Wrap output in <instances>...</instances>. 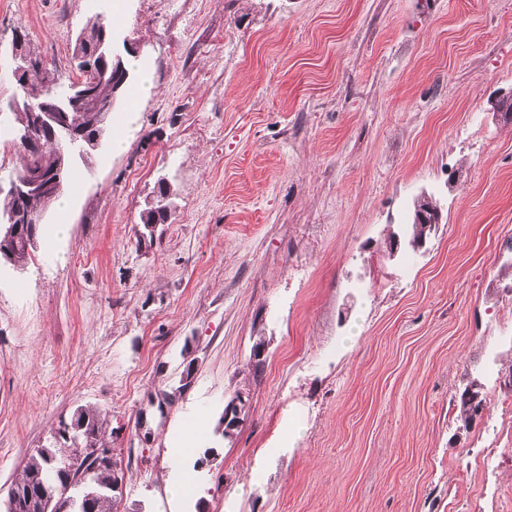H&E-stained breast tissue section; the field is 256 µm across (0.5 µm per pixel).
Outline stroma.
<instances>
[{"label":"stroma","mask_w":512,"mask_h":512,"mask_svg":"<svg viewBox=\"0 0 512 512\" xmlns=\"http://www.w3.org/2000/svg\"><path fill=\"white\" fill-rule=\"evenodd\" d=\"M112 2L0 0V49L25 31L76 80ZM114 39L155 83L110 115L127 150L104 137L25 265L0 263V512L89 404L114 512H512V0H125ZM423 192L437 231L383 258ZM191 428L176 498L168 439ZM96 16L99 19L96 18L93 22H91V19L88 20L85 26L81 29L80 33L77 35L82 44L91 46L93 48L101 46L104 29L111 31L109 22H107L106 19L100 15ZM99 51L100 48H97L95 54H97ZM158 196H156V205L155 207L149 211L145 216L144 213L142 215V223L143 224H152L153 222H157L158 224L165 223L167 219V211H168V199L171 196V189L168 183H166L163 179L158 182ZM153 210H157L159 213L157 216L155 215ZM400 227L397 231L393 230L389 237H387L382 243H380L379 251L389 260H394L397 256L405 250L411 249L415 252L420 251L426 244L417 243L406 237L403 230Z\"/></svg>","instance_id":"1"}]
</instances>
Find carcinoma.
Listing matches in <instances>:
<instances>
[{"instance_id": "cac0c4a2", "label": "carcinoma", "mask_w": 512, "mask_h": 512, "mask_svg": "<svg viewBox=\"0 0 512 512\" xmlns=\"http://www.w3.org/2000/svg\"><path fill=\"white\" fill-rule=\"evenodd\" d=\"M105 30H110V24L101 16L92 22H87L78 34V38L87 46L101 47ZM31 74L35 76L32 85H41L52 78L56 80L55 91L60 95L66 93L67 86L59 81L56 74L43 69L41 59H36ZM84 79L94 81V89L98 97L104 100H115L112 70L96 69L85 74ZM75 117L80 126L92 132L101 128V116L97 112L77 110ZM2 121L9 127L13 143L18 146L24 156L23 167L17 172L13 181H19L33 165H39L46 170L59 171L68 180L72 178L75 155L82 154L83 144H72L66 140L54 143L47 141L46 135L39 134V130L31 126L29 112L23 107L0 115V122ZM157 191L155 210L149 211L142 217L145 224L153 222L163 224L167 219L168 199L171 196L170 186L161 179L158 182ZM0 195L3 196L0 200V228L7 226L11 214L21 204L40 213L47 210L45 202L40 197L29 196L23 199L9 186H0ZM481 408L482 399L479 398V392L461 394L460 418L464 427L471 425ZM71 423L85 428L83 447H109L106 439V414L98 407L91 405L77 407L71 416ZM75 448L76 444L73 442L54 441L44 448L36 449L27 457L12 481V488L20 494L16 512H34L27 507L28 490L43 489L50 494L56 490L62 479V467L69 462ZM70 474L75 484L72 496L75 497L76 504L64 503L58 512H113L115 486L123 480L122 469L118 468L117 463H101L96 466L84 459L77 468L70 470Z\"/></svg>"}]
</instances>
